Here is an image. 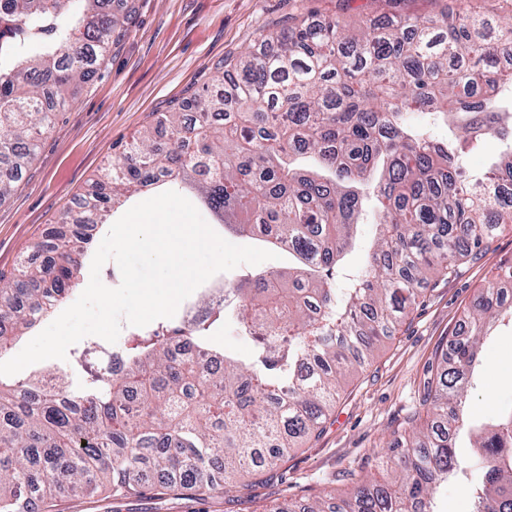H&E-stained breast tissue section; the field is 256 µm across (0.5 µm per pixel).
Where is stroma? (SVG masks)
I'll return each mask as SVG.
<instances>
[{"mask_svg":"<svg viewBox=\"0 0 512 512\" xmlns=\"http://www.w3.org/2000/svg\"><path fill=\"white\" fill-rule=\"evenodd\" d=\"M454 0H115L128 14L107 61L82 85L74 104L43 136L34 160L0 201V270L12 272L33 245L59 229L60 216L104 180L112 157L164 112L217 77L227 61L262 51V38L305 14L338 18L354 28L390 12L427 17ZM512 263V230H505L457 276L430 287L406 321L352 372L324 432L293 449L271 481L218 496L187 492L143 497L70 490L39 503L36 512H265L282 502L346 496L347 472L368 470L404 420L422 409L424 370L445 350L463 313L501 266ZM483 375L467 411L490 420L512 409V334L484 345Z\"/></svg>","mask_w":512,"mask_h":512,"instance_id":"stroma-1","label":"stroma"}]
</instances>
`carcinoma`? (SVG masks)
Listing matches in <instances>:
<instances>
[{"label": "carcinoma", "mask_w": 512, "mask_h": 512, "mask_svg": "<svg viewBox=\"0 0 512 512\" xmlns=\"http://www.w3.org/2000/svg\"><path fill=\"white\" fill-rule=\"evenodd\" d=\"M6 0L0 13V199L41 136L105 60L125 18L105 0ZM432 17L394 15L349 30L304 17L264 37L269 50L227 63L235 75L154 126L109 163L103 190L79 197L36 257L0 271V354L59 305L81 267L86 230L160 182L187 185L224 230L288 253V271L224 283L226 307L194 324L157 327L120 371L57 381L0 380V512H33L61 488L137 494L159 486L228 493L237 476L274 474L288 450L321 434L340 378L364 365L425 286L457 273L512 224V14L475 15L469 0ZM443 119L438 141L412 115ZM505 142L480 175L467 151ZM366 202L376 216L364 267L337 285L358 243ZM233 316L254 337L243 360L207 343V321ZM512 322V264L480 288L449 350L426 367L423 411L374 456L386 475L351 473L353 492L271 512H438L439 490L475 480L474 512H512V411L467 416L481 341ZM467 435L471 452H458Z\"/></svg>", "instance_id": "carcinoma-1"}]
</instances>
